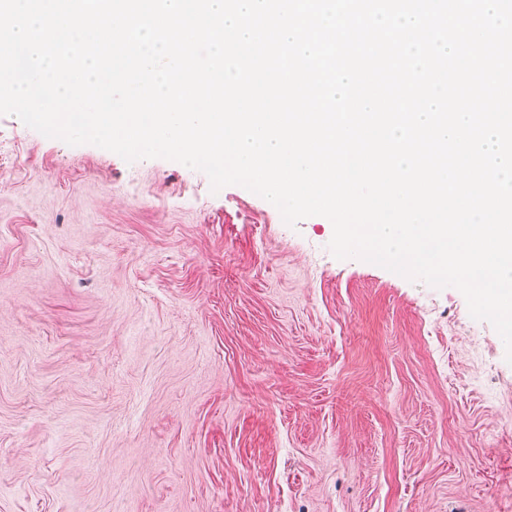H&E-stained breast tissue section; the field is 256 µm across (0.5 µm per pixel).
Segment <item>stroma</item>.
Returning a JSON list of instances; mask_svg holds the SVG:
<instances>
[{"label": "stroma", "instance_id": "stroma-1", "mask_svg": "<svg viewBox=\"0 0 512 512\" xmlns=\"http://www.w3.org/2000/svg\"><path fill=\"white\" fill-rule=\"evenodd\" d=\"M332 235L0 115V512H512L502 338Z\"/></svg>", "mask_w": 512, "mask_h": 512}]
</instances>
